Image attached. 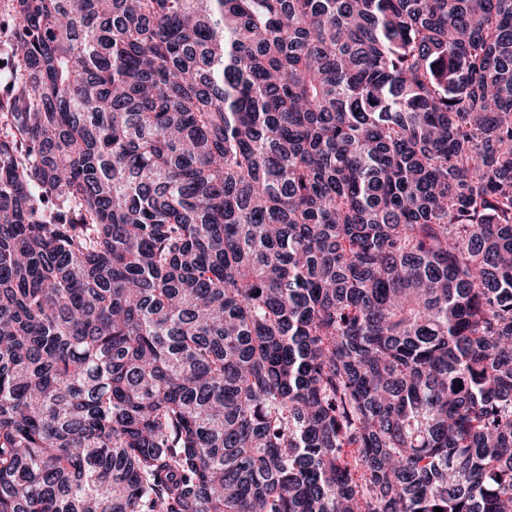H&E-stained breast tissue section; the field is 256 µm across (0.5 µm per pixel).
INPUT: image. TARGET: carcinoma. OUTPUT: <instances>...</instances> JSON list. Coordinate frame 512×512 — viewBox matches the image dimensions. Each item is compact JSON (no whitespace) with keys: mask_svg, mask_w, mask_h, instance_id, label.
<instances>
[{"mask_svg":"<svg viewBox=\"0 0 512 512\" xmlns=\"http://www.w3.org/2000/svg\"><path fill=\"white\" fill-rule=\"evenodd\" d=\"M512 512V0H3L0 512Z\"/></svg>","mask_w":512,"mask_h":512,"instance_id":"carcinoma-1","label":"carcinoma"}]
</instances>
